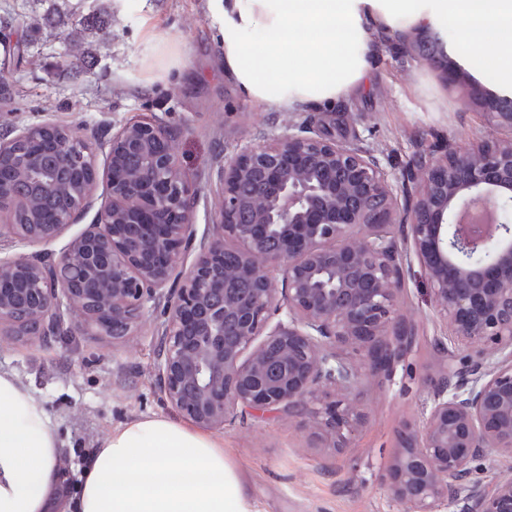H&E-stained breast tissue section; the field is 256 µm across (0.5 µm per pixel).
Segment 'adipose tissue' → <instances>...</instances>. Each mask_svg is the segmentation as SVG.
I'll list each match as a JSON object with an SVG mask.
<instances>
[{
	"label": "adipose tissue",
	"instance_id": "ef3b65f1",
	"mask_svg": "<svg viewBox=\"0 0 512 512\" xmlns=\"http://www.w3.org/2000/svg\"><path fill=\"white\" fill-rule=\"evenodd\" d=\"M221 23L224 75L277 112L330 106L360 92L374 45L461 33L512 89V0H209ZM57 424L33 388L0 369V512H258L223 440L193 425L142 417L90 454L63 490Z\"/></svg>",
	"mask_w": 512,
	"mask_h": 512
}]
</instances>
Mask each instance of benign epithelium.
<instances>
[{
	"label": "benign epithelium",
	"mask_w": 512,
	"mask_h": 512,
	"mask_svg": "<svg viewBox=\"0 0 512 512\" xmlns=\"http://www.w3.org/2000/svg\"><path fill=\"white\" fill-rule=\"evenodd\" d=\"M446 82L461 69L436 46L402 43ZM469 100L497 130L512 132V98L469 84ZM68 139L63 167L85 181L65 213L38 224H6L0 237L48 242L84 213L97 184L92 143L68 127L27 126L0 142V170L18 144ZM173 131L125 124L109 143L110 203L58 257L0 256V334L43 341L62 336L63 301L120 342L148 306L160 310L156 368L166 400L200 427L222 429L238 410H279L312 419L345 447L364 414L325 390L352 392L362 371L339 351L353 345L371 376L389 377L410 350L413 325L396 312L404 268L417 263L448 319L451 340L503 354L447 363L433 383L421 425H406L386 472L401 512H443L470 488L468 512H512V482L469 487L488 448L512 456V138L415 160L421 181L398 186L382 161L307 122L224 159L219 224L202 237L191 224L194 190L172 148ZM263 198L252 205L241 187ZM194 253L189 268L173 277ZM79 263L81 287L61 271ZM33 298L27 321L16 306Z\"/></svg>",
	"instance_id": "benign-epithelium-1"
}]
</instances>
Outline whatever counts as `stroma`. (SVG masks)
<instances>
[{
  "label": "stroma",
  "instance_id": "obj_1",
  "mask_svg": "<svg viewBox=\"0 0 512 512\" xmlns=\"http://www.w3.org/2000/svg\"><path fill=\"white\" fill-rule=\"evenodd\" d=\"M110 8L112 37L97 45L89 74L73 81L63 67L70 43L39 34L30 59L16 62L5 52L26 35L30 17L47 12L84 15L80 0H0V136L52 122L77 128L93 143L99 172L107 170L108 142L125 123L140 118L165 123L176 134V149L194 192L192 222L198 233L215 223L222 198L219 170L227 156L283 135L292 122H326L328 112L347 113L331 133L374 152L403 178L422 152L464 148L491 136L490 127L468 99L478 82L500 93L490 62L458 57L464 77L446 86L433 79L397 42L378 45L363 92L333 107L301 106L273 112L243 99L224 76L218 23L207 0H100ZM185 57L188 67L153 74L159 55L156 36ZM109 202L98 181L80 221L49 242L21 244L17 255L60 253ZM400 313L413 323L416 340L391 377L365 376L352 397L366 415L351 444L332 456L302 418L284 411L250 412L217 430L225 448L246 474L261 512H400L383 482L404 422H416L432 404L429 377L446 359L459 362L471 350L438 349L448 334L431 286L419 266L404 272ZM70 332L42 344L0 335V368L31 384L54 416L65 444L60 468L74 485L89 451L119 425L143 416L179 420L157 384L156 310H147L141 330L113 342L77 326L65 311Z\"/></svg>",
  "mask_w": 512,
  "mask_h": 512
}]
</instances>
